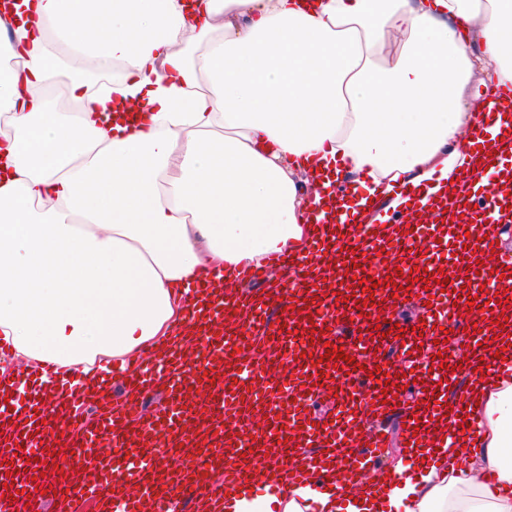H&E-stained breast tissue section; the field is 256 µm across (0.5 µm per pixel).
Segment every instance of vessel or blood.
<instances>
[{
	"label": "vessel or blood",
	"mask_w": 512,
	"mask_h": 512,
	"mask_svg": "<svg viewBox=\"0 0 512 512\" xmlns=\"http://www.w3.org/2000/svg\"><path fill=\"white\" fill-rule=\"evenodd\" d=\"M497 112H512V84L482 107L476 127ZM498 137L505 156L488 170H464L452 191L405 187L414 215L390 234L350 223L329 205L302 253L235 271L233 288L185 347L113 370L122 398L87 402L88 388L104 384L94 376L71 389L67 405L48 403L46 425L26 429L3 400L24 378L1 375L0 512H15L14 489L28 494L29 512H78L88 498L97 512H215L225 494L249 492L258 471L301 450L295 484L325 480L332 460L352 486L380 488L383 480H369L366 469L377 464L393 417L406 455L429 446L443 416L454 445L466 447L476 433L473 386L497 382L503 365L483 342L512 335V290L504 287L512 255L496 251L498 227L512 219V125ZM371 279L377 288H368ZM409 292L427 308L417 330L400 332L386 312ZM394 350L405 375L390 364ZM467 357L480 359L479 373L461 374ZM410 385L418 396L404 409ZM158 391L163 401L151 405ZM324 393L335 394L336 410L312 417L309 406ZM85 402L94 419L82 434L51 442L47 424L73 423L72 404ZM65 455L80 474L61 483ZM217 471L220 487L211 481Z\"/></svg>",
	"instance_id": "b4317fda"
}]
</instances>
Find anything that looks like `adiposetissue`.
<instances>
[{"label": "adipose tissue", "mask_w": 512, "mask_h": 512, "mask_svg": "<svg viewBox=\"0 0 512 512\" xmlns=\"http://www.w3.org/2000/svg\"><path fill=\"white\" fill-rule=\"evenodd\" d=\"M0 29V343L35 412L186 335L193 281L300 250L309 167L359 176L355 221L375 186L452 187L499 152L460 138L473 83L512 82V0H22ZM476 392L475 445L381 492L283 472L223 512H512V376Z\"/></svg>", "instance_id": "adipose-tissue-1"}]
</instances>
